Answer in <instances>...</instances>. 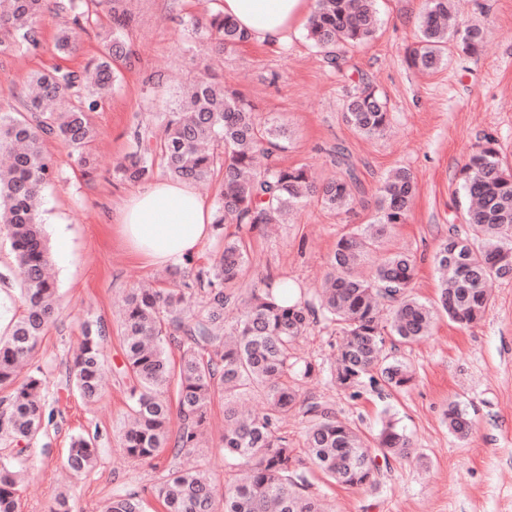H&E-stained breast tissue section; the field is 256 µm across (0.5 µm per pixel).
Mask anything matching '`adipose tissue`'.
<instances>
[{"mask_svg": "<svg viewBox=\"0 0 512 512\" xmlns=\"http://www.w3.org/2000/svg\"><path fill=\"white\" fill-rule=\"evenodd\" d=\"M248 39L282 42L311 16L310 0H223ZM213 211L189 182L159 177L133 190L119 209L118 230L129 253L158 269L182 266L210 238Z\"/></svg>", "mask_w": 512, "mask_h": 512, "instance_id": "adipose-tissue-1", "label": "adipose tissue"}]
</instances>
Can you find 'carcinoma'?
Segmentation results:
<instances>
[{
  "label": "carcinoma",
  "mask_w": 512,
  "mask_h": 512,
  "mask_svg": "<svg viewBox=\"0 0 512 512\" xmlns=\"http://www.w3.org/2000/svg\"><path fill=\"white\" fill-rule=\"evenodd\" d=\"M81 2L0 0V53L37 46V19L51 5L73 13L75 24L57 31L54 48L76 51L79 32L86 30L81 22H89ZM105 3L112 25L102 34L103 52L92 79L73 70L34 76L17 104L0 110V153L10 157L0 172V236L13 254L23 307L11 333L0 336V389L8 390L0 398V438L15 444L0 457V512H18L21 465L49 448L47 442L36 447L43 435L47 381L39 370L20 376L58 311L41 219L42 191L55 178V168L43 141L57 139L86 161L83 150L96 136L90 113L112 92L130 60L126 35L134 15L125 0ZM377 24L376 0H315L306 38L328 67L339 70L348 50L369 41ZM191 25L205 31L208 49L219 54L247 41L236 21L221 11ZM417 29L407 62L424 71L447 62L454 37L465 55L477 54L483 42L480 27L458 22L454 0H425ZM66 96L75 97V104L63 108ZM345 117L367 136L383 134L391 121L385 98L367 82L348 93ZM287 141L283 126L261 122L240 92L201 71L165 114L161 135L137 128L118 167L133 182L151 179L157 160L177 180L202 182L217 170L223 175L214 220L221 246L213 260L170 272L165 288L131 289L119 324L124 372L131 380L120 447L131 461L153 464V495L163 512H327L306 493L311 468L339 484L378 490L380 461L410 455L408 435L389 417L370 439L339 419L329 403L301 396L296 381L311 376L315 365L294 356L297 340L319 318L332 323L342 339L331 383L353 397L366 384L401 390L413 373L388 354L386 339L418 342L431 333L440 313L461 325L480 321L492 300L487 283L512 273V166L489 136L459 170L469 200L460 216L469 233L438 246L437 303L413 294L411 256L385 248L393 228L406 222L417 190L406 169L383 179L373 220L336 241L321 294L303 293L290 302L271 281L242 293L252 234L309 200L348 211L361 194L360 179L341 146L336 147V164L345 166L340 177L319 181L305 166L273 162L256 168L257 155L270 157ZM226 224L236 225V231L224 234ZM240 305V318L226 327L225 310ZM104 340L101 326L84 323L79 352L67 368L69 382L87 403L100 393ZM254 397L263 400L265 412L250 418L243 406ZM216 400L223 403L227 425L224 456L240 472L223 491L199 460L208 410ZM290 413L306 423V464L296 459L288 436L278 432ZM444 417L458 438L470 435L471 421L458 403H449ZM98 437L86 431L71 436L64 454L69 470H94ZM163 455L166 464H155ZM105 512H146L145 501L140 491L125 488L112 494Z\"/></svg>",
  "instance_id": "carcinoma-1"
}]
</instances>
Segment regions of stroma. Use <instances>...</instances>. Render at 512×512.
<instances>
[{"mask_svg": "<svg viewBox=\"0 0 512 512\" xmlns=\"http://www.w3.org/2000/svg\"><path fill=\"white\" fill-rule=\"evenodd\" d=\"M221 3L132 0L139 15L129 32L135 56L92 115L100 135L87 148L89 166H81L77 154L58 140L44 143L56 170L43 191V222L60 310L34 360L48 381L50 453L26 460L19 512H50L64 487L75 512H104L113 491L131 482L142 491L147 512L158 508L151 493L152 467L134 465L118 439L129 386L122 372L120 314L129 288L155 280L159 272L132 258L115 232L117 206L132 189L118 178L116 168L131 149L136 126L159 131L161 113L170 110L201 68L247 95L263 119L287 128V148L273 154L275 163L308 166L325 180L339 173L331 152L340 143L364 187V204L352 214L311 202L288 222L255 236L248 277L255 284L285 282L294 293L321 288L337 238L370 221L383 178L405 167L417 179L418 195L389 246L414 254V292L421 300L435 301L434 252L450 232L462 235L467 230L457 218L464 201L457 181L460 167L489 135L512 163V0H462L463 18L485 33L481 50L474 56L449 50L447 64L430 74L406 63L424 0H377L374 39L351 50L339 72L327 67L301 31L286 42H246L230 54H204V38L188 21ZM89 11L93 30L82 35L71 56L52 49L56 29L67 20L53 10L39 20L40 47L0 54V107L15 105L32 74L59 67L78 70L99 54L94 32L109 26L111 18L95 2ZM364 78L388 99L391 124L381 136L362 135L344 118L345 96ZM488 289L492 305L480 323L461 326L443 318L432 336L398 345L396 357L415 372L412 385L402 392L381 395L367 387L350 397L329 378L339 341L332 327L318 322L300 340L298 357L317 365L311 377L298 382L302 396L330 402L341 420L366 432L376 431L384 414L394 415L413 444L409 457L390 459L376 491L329 485L309 473L312 493L333 512H512V278L491 280ZM87 320L106 331L103 354L110 369L101 398L90 405L65 386L66 369ZM452 402L460 403L473 423L466 439L451 434L444 420ZM94 429L100 448L96 468L69 477L60 463L70 436ZM208 429L203 455L224 487L235 474L220 446L221 404H213Z\"/></svg>", "mask_w": 512, "mask_h": 512, "instance_id": "obj_1", "label": "stroma"}]
</instances>
